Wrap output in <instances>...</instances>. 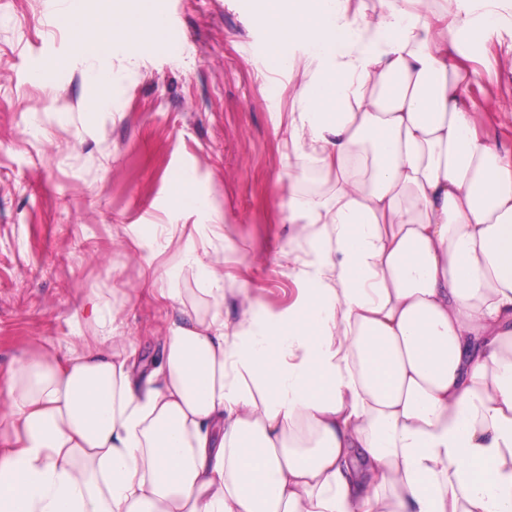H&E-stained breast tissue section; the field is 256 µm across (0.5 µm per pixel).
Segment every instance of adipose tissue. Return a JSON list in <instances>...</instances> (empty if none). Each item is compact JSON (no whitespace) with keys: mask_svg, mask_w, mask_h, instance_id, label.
<instances>
[{"mask_svg":"<svg viewBox=\"0 0 512 512\" xmlns=\"http://www.w3.org/2000/svg\"><path fill=\"white\" fill-rule=\"evenodd\" d=\"M257 0L266 66L313 64L288 128L334 171L292 224L336 232L286 317L186 316L135 374L112 302L91 345L31 354L6 384L0 512H512V156L480 133L418 12ZM75 56L161 34L156 0H68ZM97 28L89 40L85 29Z\"/></svg>","mask_w":512,"mask_h":512,"instance_id":"obj_1","label":"adipose tissue"}]
</instances>
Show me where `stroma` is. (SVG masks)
Wrapping results in <instances>:
<instances>
[{
	"label": "stroma",
	"mask_w": 512,
	"mask_h": 512,
	"mask_svg": "<svg viewBox=\"0 0 512 512\" xmlns=\"http://www.w3.org/2000/svg\"><path fill=\"white\" fill-rule=\"evenodd\" d=\"M159 6L183 47L116 46L101 62L112 106L93 112L87 65L71 58L59 22L62 0H0V415L8 371L38 346L78 345L96 292L111 295L119 335L149 370L182 309L212 313L202 292L210 257L224 259L228 322L241 316L244 288L260 299V317L286 316L320 270L321 225L288 221L292 190L314 168L288 138L302 70L266 71L255 0ZM436 11L430 23L456 46L465 102L512 155V0L491 29L477 22L479 0H439ZM48 70L53 80L41 84ZM186 166L218 218L172 206Z\"/></svg>",
	"instance_id": "1"
}]
</instances>
